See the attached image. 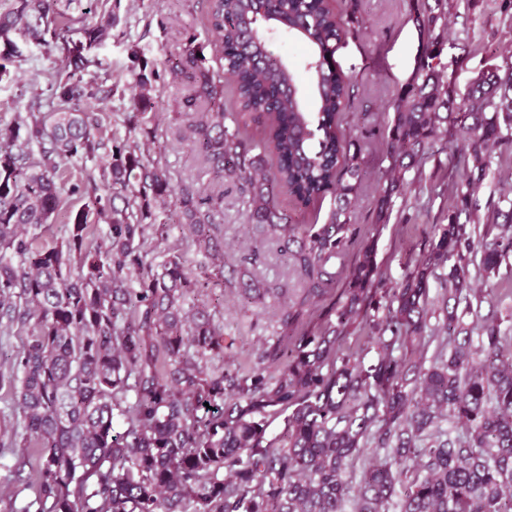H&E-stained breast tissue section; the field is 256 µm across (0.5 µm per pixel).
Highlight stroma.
Here are the masks:
<instances>
[{
  "label": "stroma",
  "mask_w": 512,
  "mask_h": 512,
  "mask_svg": "<svg viewBox=\"0 0 512 512\" xmlns=\"http://www.w3.org/2000/svg\"><path fill=\"white\" fill-rule=\"evenodd\" d=\"M111 4L121 22L109 41L88 53L98 64V76L127 89L133 83L136 62H148L158 71L156 110L162 135L154 148L160 151L174 184L208 186L202 159L179 135L184 124L177 103L187 94L188 86L172 80L165 69L167 60L182 55L190 43L206 58H214L217 37L207 27L202 0H111ZM415 5V0L335 3L339 17L356 13L365 21L367 31L347 39L334 54L337 72L354 85L350 105L338 116L337 124L341 134L358 148L364 176L352 213L357 243L337 260L340 275L332 291L321 298H305L302 283L280 256L274 236L252 234L235 192L225 187L220 222L235 269L224 278V336L234 342L233 349L224 353L225 367L267 365L269 352L283 335L278 315L285 301L297 306V332L318 324L346 288V275L359 246L373 248L378 269L392 286L424 252L435 225L447 223L451 157L464 147L463 141L453 136L436 145L420 168L406 173V195L395 199L388 223H377L381 177L389 166L386 124L393 117L394 101L421 64L441 70L458 100L481 74L512 76V0H463L450 18L448 32L432 46L410 19ZM63 58L60 44L51 40L22 45L20 56L8 66V76L0 80V122L10 121L22 111L25 100L21 93L28 90L33 72L61 65ZM245 280L264 288V297L244 298L241 283ZM278 284L289 286L288 298L269 294V287ZM17 412L13 392L0 386V512H16L35 495L33 487L13 475L24 452L15 434Z\"/></svg>",
  "instance_id": "obj_1"
}]
</instances>
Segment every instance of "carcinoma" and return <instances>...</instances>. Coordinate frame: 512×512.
<instances>
[{"label":"carcinoma","mask_w":512,"mask_h":512,"mask_svg":"<svg viewBox=\"0 0 512 512\" xmlns=\"http://www.w3.org/2000/svg\"><path fill=\"white\" fill-rule=\"evenodd\" d=\"M448 5L416 0L415 24L430 44L448 30ZM204 8L220 37L219 68L191 47L167 61L173 79L193 83L187 140L213 179L236 183L248 223L277 234L308 293L322 297L355 236L360 166L336 125L353 85L324 64L310 91L293 90L296 71L249 33L256 0ZM268 11L310 47L312 71L361 27L356 18L340 24L329 0H272ZM119 23L103 0H0V46L49 35L65 53L61 67L42 72L45 83L32 80L24 111L0 122V324L27 329L0 385L14 393L15 435L31 451L16 472L30 466L35 486V498L11 512H344L351 496L354 512H512V329L481 314L495 293L475 287L471 272L497 271L512 251V210L479 199L493 162L508 163L512 77H482L457 103L440 72L419 68L393 104L377 222L387 223L403 191L405 160L453 129L466 143L452 157L456 211L395 287L382 288L364 246L339 308L274 349L271 368L226 369L223 321L187 301L224 290L209 271L228 264L215 222L224 195L175 189L140 142L158 135V73L148 65L135 77L127 136L104 134L86 108L117 93L88 72L85 52ZM73 31L82 39H68ZM249 120L263 140L246 134ZM65 160L86 168L67 188ZM282 193L305 205L330 193L337 208L302 228L281 211ZM65 194L89 202L69 213L61 245L37 246ZM171 206L206 260L197 273L177 248L159 264L144 248L149 233L167 239ZM433 279L445 292L440 349L428 360L410 347L424 343ZM356 323L375 346L371 362L344 348ZM280 416L284 428L272 435ZM444 419L464 436L440 429ZM361 457L354 491L348 474Z\"/></svg>","instance_id":"1"}]
</instances>
